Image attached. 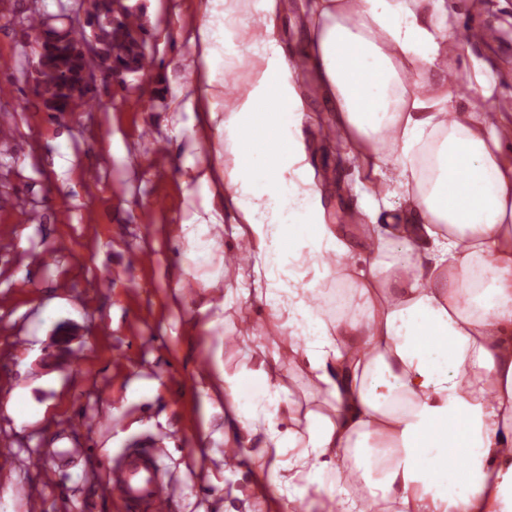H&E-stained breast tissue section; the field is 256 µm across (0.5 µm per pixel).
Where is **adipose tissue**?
I'll return each mask as SVG.
<instances>
[{
  "label": "adipose tissue",
  "mask_w": 512,
  "mask_h": 512,
  "mask_svg": "<svg viewBox=\"0 0 512 512\" xmlns=\"http://www.w3.org/2000/svg\"><path fill=\"white\" fill-rule=\"evenodd\" d=\"M241 2L200 0L191 28L185 108L217 133L218 163L186 180L223 184L263 274L257 298L288 345L244 372L215 360L225 442L260 436L281 512L312 490L336 512H512V134L487 108V75L478 63L462 73V95L434 80L455 41L445 0H304L303 55L339 140L372 175L351 232L321 206L301 76L275 26L283 4ZM236 63L246 78L229 95L220 75ZM333 275L351 294L327 320ZM284 359L328 393V413H300ZM381 448L392 462L373 500L345 493L348 455L360 471Z\"/></svg>",
  "instance_id": "ef3b65f1"
}]
</instances>
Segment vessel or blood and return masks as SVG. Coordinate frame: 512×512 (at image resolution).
<instances>
[{"mask_svg": "<svg viewBox=\"0 0 512 512\" xmlns=\"http://www.w3.org/2000/svg\"><path fill=\"white\" fill-rule=\"evenodd\" d=\"M157 459V450L133 451L123 461L90 473L89 478L105 492L117 495L126 512H166L179 488L163 479Z\"/></svg>", "mask_w": 512, "mask_h": 512, "instance_id": "vessel-or-blood-1", "label": "vessel or blood"}]
</instances>
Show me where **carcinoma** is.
I'll list each match as a JSON object with an SVG mask.
<instances>
[{"instance_id":"obj_1","label":"carcinoma","mask_w":512,"mask_h":512,"mask_svg":"<svg viewBox=\"0 0 512 512\" xmlns=\"http://www.w3.org/2000/svg\"><path fill=\"white\" fill-rule=\"evenodd\" d=\"M91 19L99 29V65L122 72L142 69L148 63L144 43L131 37L130 30L144 25L118 0H93ZM83 32L70 30L54 41L38 43L43 57L40 73L41 95L45 104L59 112H73L91 106L86 90L81 88L87 61L79 50Z\"/></svg>"}]
</instances>
